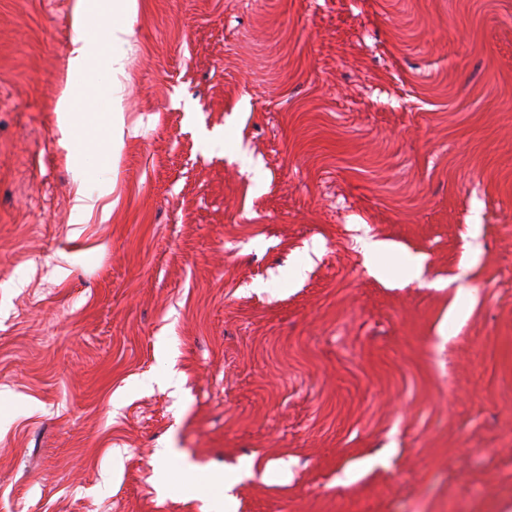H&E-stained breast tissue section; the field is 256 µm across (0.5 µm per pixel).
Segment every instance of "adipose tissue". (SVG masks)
I'll return each mask as SVG.
<instances>
[{
	"label": "adipose tissue",
	"mask_w": 512,
	"mask_h": 512,
	"mask_svg": "<svg viewBox=\"0 0 512 512\" xmlns=\"http://www.w3.org/2000/svg\"><path fill=\"white\" fill-rule=\"evenodd\" d=\"M135 8L136 0H76L72 26L79 37L67 56L68 78H79L84 85L98 86L111 82L122 73L124 56L121 49L129 44L134 34L129 18ZM108 11L113 13L115 20L106 38H86L85 30ZM85 103L83 94L65 91L55 106L59 126L86 167H111L114 146L100 147L92 131L86 130L79 121Z\"/></svg>",
	"instance_id": "obj_1"
}]
</instances>
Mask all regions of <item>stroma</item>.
<instances>
[{
	"instance_id": "stroma-1",
	"label": "stroma",
	"mask_w": 512,
	"mask_h": 512,
	"mask_svg": "<svg viewBox=\"0 0 512 512\" xmlns=\"http://www.w3.org/2000/svg\"><path fill=\"white\" fill-rule=\"evenodd\" d=\"M74 5L0 0V512H512V0H137L105 179Z\"/></svg>"
}]
</instances>
